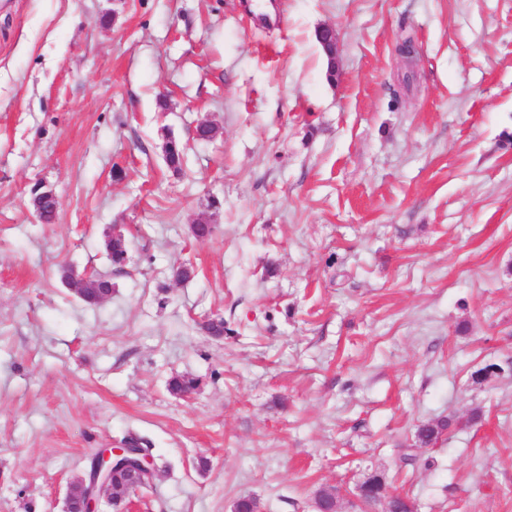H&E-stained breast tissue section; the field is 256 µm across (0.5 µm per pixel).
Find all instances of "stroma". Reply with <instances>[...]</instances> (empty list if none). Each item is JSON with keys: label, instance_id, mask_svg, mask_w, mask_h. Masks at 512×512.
I'll return each mask as SVG.
<instances>
[{"label": "stroma", "instance_id": "35a3bbf8", "mask_svg": "<svg viewBox=\"0 0 512 512\" xmlns=\"http://www.w3.org/2000/svg\"><path fill=\"white\" fill-rule=\"evenodd\" d=\"M251 2L0 0V512H64L129 438L158 468L131 512H316L372 475L416 512H512V0ZM75 294L84 302L97 305L104 300L105 295H112V280L106 274L93 273L90 284Z\"/></svg>", "mask_w": 512, "mask_h": 512}]
</instances>
